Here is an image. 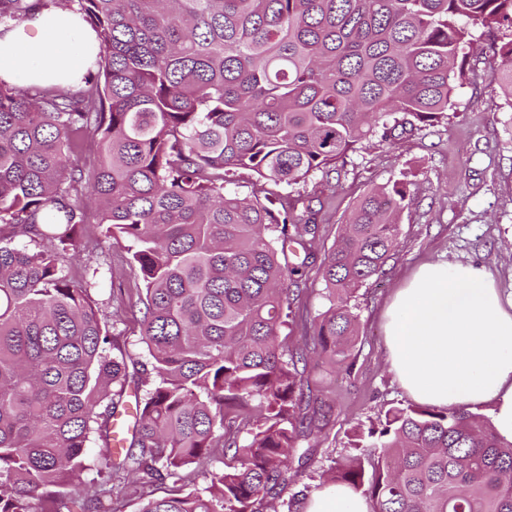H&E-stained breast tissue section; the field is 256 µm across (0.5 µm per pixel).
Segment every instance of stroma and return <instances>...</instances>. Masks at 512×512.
<instances>
[{
	"mask_svg": "<svg viewBox=\"0 0 512 512\" xmlns=\"http://www.w3.org/2000/svg\"><path fill=\"white\" fill-rule=\"evenodd\" d=\"M493 40L486 28H474L473 41L465 48L466 79L456 90L448 121L396 132L385 140L373 137L329 174H314L297 187L317 210L319 231L315 257L290 294L287 346L292 350L303 348L314 317L329 306L321 260L337 242L357 198L374 187L406 180L414 202L399 217L398 244L385 275L366 281L352 300L357 336L347 357L338 364L321 357L304 374L319 413L305 468L270 501L277 512H284L294 495L306 498L327 484L333 462L349 453L357 425L377 421L392 405L410 404L391 368L383 314L397 288L423 263L481 264L503 298H512V135L502 122L504 93L489 73L486 48ZM86 235L95 249L88 262L70 264L72 277L81 278L86 265L100 267L104 276L94 297L104 313L137 302V279L122 244L100 242L99 227L92 221Z\"/></svg>",
	"mask_w": 512,
	"mask_h": 512,
	"instance_id": "stroma-1",
	"label": "stroma"
}]
</instances>
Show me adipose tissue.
Returning <instances> with one entry per match:
<instances>
[{"label":"adipose tissue","mask_w":512,"mask_h":512,"mask_svg":"<svg viewBox=\"0 0 512 512\" xmlns=\"http://www.w3.org/2000/svg\"><path fill=\"white\" fill-rule=\"evenodd\" d=\"M96 34L74 8L43 7L0 25V80L19 87L80 84L96 66ZM391 366L414 400L449 408L494 404L493 426L512 441V301L484 266L429 262L385 312ZM299 512H369L364 497L326 485Z\"/></svg>","instance_id":"ef3b65f1"}]
</instances>
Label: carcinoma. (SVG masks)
Wrapping results in <instances>:
<instances>
[{
	"label": "carcinoma",
	"mask_w": 512,
	"mask_h": 512,
	"mask_svg": "<svg viewBox=\"0 0 512 512\" xmlns=\"http://www.w3.org/2000/svg\"><path fill=\"white\" fill-rule=\"evenodd\" d=\"M77 4L99 41L97 72L75 90L0 81V512H114L112 478L134 471L139 512H259L290 480L316 412L307 351L285 349L289 284L303 276L317 212L282 209L272 186L323 172L388 123L448 119L471 32L501 33L491 79L512 108V0H55ZM0 0V23L30 15ZM97 164L74 161L88 140ZM249 170L264 196L224 190ZM126 243L142 282L141 343L156 380L135 396L130 438L112 449L128 384L125 353L93 297L99 268L74 281L86 213ZM410 182L361 196L322 260L329 307L310 351L346 358L351 298L385 274ZM305 250L285 261L288 243ZM248 427L239 443L236 422ZM99 470L86 482L90 440ZM231 454L203 491L187 470ZM330 479L371 512H512V441L462 406H392L354 428ZM169 482L171 493L144 499Z\"/></svg>",
	"instance_id": "obj_1"
}]
</instances>
